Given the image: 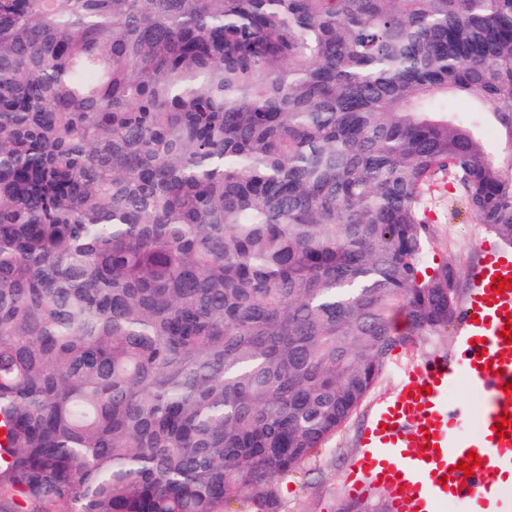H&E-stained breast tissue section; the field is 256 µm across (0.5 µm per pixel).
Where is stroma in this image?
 Returning <instances> with one entry per match:
<instances>
[{
  "instance_id": "35a3bbf8",
  "label": "stroma",
  "mask_w": 512,
  "mask_h": 512,
  "mask_svg": "<svg viewBox=\"0 0 512 512\" xmlns=\"http://www.w3.org/2000/svg\"><path fill=\"white\" fill-rule=\"evenodd\" d=\"M427 210L431 224L420 266L430 273L444 261H453L459 293L468 295L472 268L486 254L503 250L504 245L484 225L472 220L465 200L451 189L432 193ZM454 338L450 330L426 337L414 348L396 349L367 401L342 431L281 484L279 512H337L348 498L344 475L360 451L359 440L375 403L394 389L405 367L437 362L452 354Z\"/></svg>"
}]
</instances>
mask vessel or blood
Returning a JSON list of instances; mask_svg holds the SVG:
<instances>
[{
    "label": "vessel or blood",
    "mask_w": 512,
    "mask_h": 512,
    "mask_svg": "<svg viewBox=\"0 0 512 512\" xmlns=\"http://www.w3.org/2000/svg\"><path fill=\"white\" fill-rule=\"evenodd\" d=\"M512 275V254H490L472 272L457 350L448 361L404 369L396 392L380 400L346 483L365 495L385 490L393 512H512V425L498 437L496 424L512 413V343L501 335L512 317V288L494 287ZM466 381L479 408L448 399V387ZM476 453L473 476L459 462Z\"/></svg>",
    "instance_id": "obj_1"
}]
</instances>
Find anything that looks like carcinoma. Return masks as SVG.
<instances>
[{"instance_id":"carcinoma-1","label":"carcinoma","mask_w":512,"mask_h":512,"mask_svg":"<svg viewBox=\"0 0 512 512\" xmlns=\"http://www.w3.org/2000/svg\"><path fill=\"white\" fill-rule=\"evenodd\" d=\"M484 122L511 151L512 0H0V486L276 512L459 316L431 189L512 245Z\"/></svg>"}]
</instances>
